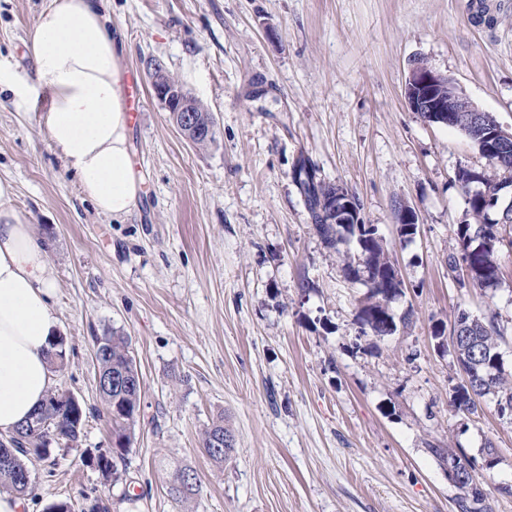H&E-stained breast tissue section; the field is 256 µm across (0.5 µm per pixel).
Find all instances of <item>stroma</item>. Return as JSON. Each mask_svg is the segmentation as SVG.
Returning <instances> with one entry per match:
<instances>
[{"label":"stroma","instance_id":"1","mask_svg":"<svg viewBox=\"0 0 512 512\" xmlns=\"http://www.w3.org/2000/svg\"><path fill=\"white\" fill-rule=\"evenodd\" d=\"M47 0H0V68L28 80L24 41ZM107 0L112 37L143 108L131 126L138 211L100 216L37 123L44 94L0 87V180L53 247L54 312L67 349L53 388L88 407L77 447L34 463L23 512L106 494L112 512H458L459 489L431 447L482 461L492 512H512V418L493 398L456 413L461 376L432 337L458 310L496 314L512 369V254L496 288L448 270L454 225L469 220L459 168L486 159L458 129L404 99L412 65L447 75L512 131V0ZM160 63L211 112L214 141L173 124L149 76ZM351 191L402 276L390 308L410 313L384 338L359 334L367 289L313 226L294 165ZM415 212L414 236L400 234ZM131 338L143 385L117 485L84 463L110 448L96 413L93 337ZM223 420L233 457L218 466L201 434ZM192 466L199 495L168 492ZM188 471L192 474L191 481L186 483L181 481V474ZM202 488L201 479L198 473L189 466H175L170 474L169 492L170 494L180 501H189L200 493Z\"/></svg>","mask_w":512,"mask_h":512}]
</instances>
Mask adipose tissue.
<instances>
[{"label": "adipose tissue", "mask_w": 512, "mask_h": 512, "mask_svg": "<svg viewBox=\"0 0 512 512\" xmlns=\"http://www.w3.org/2000/svg\"><path fill=\"white\" fill-rule=\"evenodd\" d=\"M25 46L33 84L47 89L38 123L53 154L99 215L122 218L143 191L132 163L127 96L103 0H48ZM0 181V435L11 434L53 384L57 335L49 249Z\"/></svg>", "instance_id": "adipose-tissue-1"}]
</instances>
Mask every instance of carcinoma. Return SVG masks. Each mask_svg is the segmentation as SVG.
<instances>
[{
  "mask_svg": "<svg viewBox=\"0 0 512 512\" xmlns=\"http://www.w3.org/2000/svg\"><path fill=\"white\" fill-rule=\"evenodd\" d=\"M481 154L485 155L488 167L476 171L468 168L459 169L456 180L468 195L469 210L474 222L458 224L453 228L456 253L449 256L448 270L456 265V255L468 265L470 283L479 288H494L501 275L499 254L503 250L512 251V238L501 234L500 218H492L490 209L484 200L470 196V178L476 177L481 185L495 188L506 179L512 168L511 163L501 164L496 157L486 153L485 142L478 143ZM293 178L299 185L304 202L313 219V228L317 234L332 248L347 238H354L359 247L357 261L347 264L346 278L361 281L367 287L365 300L358 307L356 320L360 325L362 337H385L396 331L394 316L390 313L389 303L402 295L401 281L387 252L372 238L363 224H338L335 217L321 212L319 205L332 188V185L316 180L313 170L306 161H301L293 171ZM459 330H467L478 340L480 357L472 362L469 355L455 348L454 336ZM432 337L438 340L440 347L450 349L458 368L467 372L468 382L455 391L452 406L458 413L474 415L478 412L480 399L493 396L497 404H512V370L502 365L500 341L503 338L501 326L495 315L478 317L467 310H460L450 330L436 325ZM97 345L96 356L98 371L106 376L124 372L132 378H138L139 372L131 351L130 337L124 333L107 329L94 337ZM142 390L99 391V397L105 406V415L112 426V454L110 462L102 470L105 480L117 483L120 479L119 464L131 447V430L141 408ZM50 417L56 420V428L62 439L71 444L78 442L81 428L75 426L68 413L56 409ZM224 434V439H233L232 432L224 426L220 418L208 427L201 438L203 452L216 464L229 460L235 452L234 446L216 451L213 438ZM18 451L13 465L0 466V492L28 495L32 486L20 483L17 471L29 469L28 462L33 458L44 459L39 453L22 451L21 441L11 438ZM202 488L198 473L189 466H176L170 474L169 492L180 500L189 501L200 493ZM462 496L458 501L460 512H491L488 492L484 482L477 473H472L461 488Z\"/></svg>",
  "mask_w": 512,
  "mask_h": 512,
  "instance_id": "carcinoma-1",
  "label": "carcinoma"
}]
</instances>
